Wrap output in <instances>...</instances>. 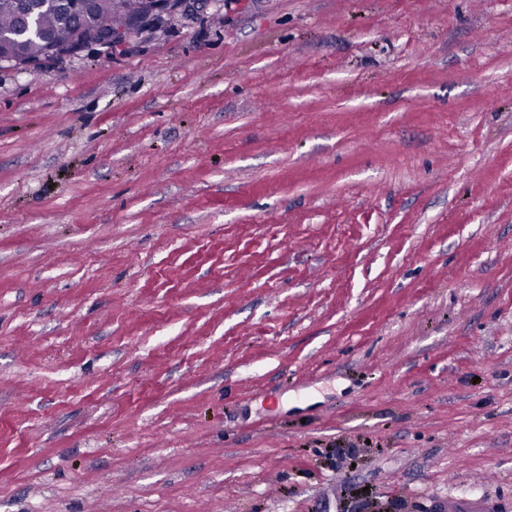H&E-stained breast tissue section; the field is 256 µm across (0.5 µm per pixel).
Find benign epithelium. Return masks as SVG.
I'll use <instances>...</instances> for the list:
<instances>
[{
  "label": "benign epithelium",
  "instance_id": "7a95c632",
  "mask_svg": "<svg viewBox=\"0 0 512 512\" xmlns=\"http://www.w3.org/2000/svg\"><path fill=\"white\" fill-rule=\"evenodd\" d=\"M29 0H19L17 10V28L12 36H0V60H8L21 69H31L38 66L36 62H29L17 57L7 42L14 37L36 35L47 43L49 53L53 55L75 56L82 53L89 43L82 40V31L91 21L95 10L96 0H51L61 17L71 23L75 30L73 42L66 48L60 49L54 44L53 35L36 27L34 20L26 7ZM212 0H144V13L136 21L121 19L114 30L106 33L102 40L96 42L100 49L110 51L123 47L132 37L143 32H162L175 17L192 18L200 11L206 9Z\"/></svg>",
  "mask_w": 512,
  "mask_h": 512
}]
</instances>
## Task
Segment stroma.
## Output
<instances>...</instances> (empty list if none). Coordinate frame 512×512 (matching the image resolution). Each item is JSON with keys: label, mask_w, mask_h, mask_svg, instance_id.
Masks as SVG:
<instances>
[{"label": "stroma", "mask_w": 512, "mask_h": 512, "mask_svg": "<svg viewBox=\"0 0 512 512\" xmlns=\"http://www.w3.org/2000/svg\"><path fill=\"white\" fill-rule=\"evenodd\" d=\"M512 512V0H220L0 61V512Z\"/></svg>", "instance_id": "obj_1"}]
</instances>
